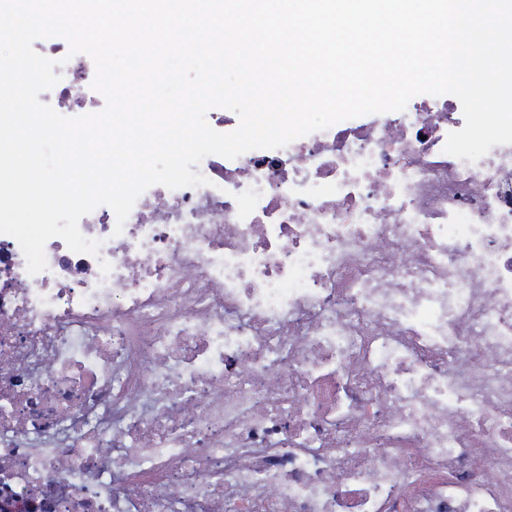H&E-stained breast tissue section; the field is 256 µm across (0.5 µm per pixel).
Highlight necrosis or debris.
<instances>
[{
    "instance_id": "necrosis-or-debris-1",
    "label": "necrosis or debris",
    "mask_w": 512,
    "mask_h": 512,
    "mask_svg": "<svg viewBox=\"0 0 512 512\" xmlns=\"http://www.w3.org/2000/svg\"><path fill=\"white\" fill-rule=\"evenodd\" d=\"M40 96L95 69L38 46ZM452 95L155 185L98 255L0 234V512H512V144Z\"/></svg>"
}]
</instances>
